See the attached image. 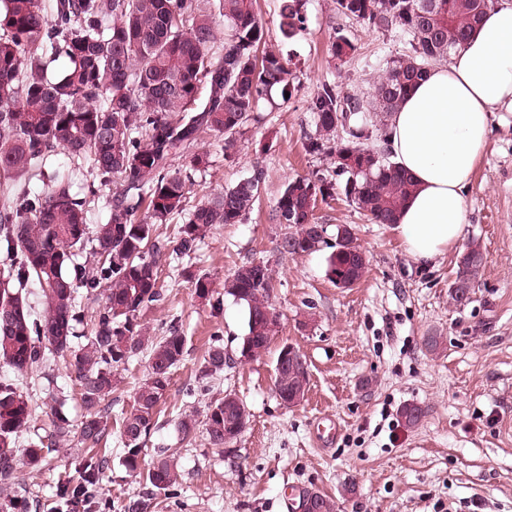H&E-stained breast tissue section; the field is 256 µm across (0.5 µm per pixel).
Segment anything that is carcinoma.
<instances>
[{
	"mask_svg": "<svg viewBox=\"0 0 512 512\" xmlns=\"http://www.w3.org/2000/svg\"><path fill=\"white\" fill-rule=\"evenodd\" d=\"M256 0H0V367L14 377L0 380V512H31L29 495L16 489L19 438L30 431L32 400L19 381L35 370L47 381L43 405L50 408L49 431L23 449L27 464L39 467L68 445L70 424L62 411L66 395L54 384L55 367L73 372L85 408L79 443L86 447L78 477L60 478L56 508L72 512L92 504L111 512L100 493L106 457L94 449L107 437L112 419V388L117 372L140 354L148 357V375L135 405L121 422L122 465L152 490L179 486L178 448H164L144 462V442L157 424L159 404L186 350V337L171 326L149 336L137 322L140 311L161 300L158 260L167 249L157 228L182 215L172 253L189 257L216 224H239L254 209L263 171L256 170L213 198L187 209L189 177L172 167L177 155L192 170L212 166L207 151H191L207 134L224 144V156L238 151L260 104L274 90L294 88L289 61L266 46L267 33ZM304 0H280V32L285 39L303 29ZM338 14L368 27H399L409 54L386 63L367 94L343 95L324 83L308 101L315 130L305 144L310 154L334 157L339 183L299 177L277 198L274 219L288 225L279 251L306 253L313 245L296 239L313 223L317 198L341 190L347 202L376 224H394L413 190L410 177L391 160L385 147L387 124L430 67L448 60L476 29L486 12L474 0H336ZM224 19V38L216 17ZM341 62L357 45L339 32L330 44ZM64 58V68L48 75L44 58ZM88 165L100 178H118L105 223L89 228L87 200L71 193L68 181L30 196L21 178L45 166L55 149ZM144 217L136 219L140 208ZM336 251L327 275L345 287L355 285L366 264L360 245L347 229L337 230ZM485 254L473 245L462 254L448 290L455 306L470 301L485 266ZM39 288L43 314L31 313L26 290ZM194 294L212 302L207 276L193 281ZM99 288L104 302L84 323L78 307L81 289ZM275 288L268 263L250 261L224 280V293L244 304L252 346L265 351L278 321L267 322ZM224 372V345L208 350L204 373ZM277 395L303 391L307 371L288 362V376L274 381ZM424 411L403 406L401 420L416 426ZM224 399L205 405L203 420L179 423L182 440L196 437L202 424L209 444L224 451ZM311 512H335L323 494L306 489Z\"/></svg>",
	"mask_w": 512,
	"mask_h": 512,
	"instance_id": "cac0c4a2",
	"label": "carcinoma"
}]
</instances>
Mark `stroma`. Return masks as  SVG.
I'll return each instance as SVG.
<instances>
[{
  "instance_id": "stroma-1",
  "label": "stroma",
  "mask_w": 512,
  "mask_h": 512,
  "mask_svg": "<svg viewBox=\"0 0 512 512\" xmlns=\"http://www.w3.org/2000/svg\"><path fill=\"white\" fill-rule=\"evenodd\" d=\"M279 0H257L270 43L291 61L295 74L289 100L263 104L232 157L217 140L197 148L212 154L207 171L194 172L187 202L197 205L263 170L260 198L239 224H218L189 257L163 254L158 276L163 298L143 309L138 321L151 335L179 325L187 353L174 370L146 456L182 448L179 502L155 495L152 512H287L292 490L313 489L335 500L338 512H512V112L495 113L488 145L466 193V222L458 242L432 262H417L397 225L376 224L344 196L317 201L316 223L324 239L308 253L282 254L285 231L275 223L276 199L292 178H328L330 158L308 154L313 130L308 99L322 83L341 94L369 92L387 61L408 53L400 29L380 32L339 15L335 0H306L304 29L292 40L279 32ZM357 45L348 62L331 57L336 31ZM66 178L88 201V224L104 223L116 185H94L64 151L50 156L43 175L27 180L30 194ZM351 226L367 255V271L353 287L340 288L326 275L338 226ZM479 243L486 264L471 302L453 305L448 288L470 243ZM274 270L271 303L279 331L269 348L248 362L239 359L246 333L243 305L225 295L224 281L248 261ZM206 275L222 293L220 309L199 305L192 282ZM438 339L428 350L426 337ZM222 338L227 361L221 375L202 373L214 338ZM299 349L308 366L302 401L284 406L273 391L282 345ZM148 370L138 356L115 376L112 416L134 405ZM232 393L250 411L245 431L217 451L205 434L183 445L178 423L203 414L206 402ZM421 406L420 423L406 427L400 409ZM338 424L332 446L317 436L319 417ZM108 467L102 486L112 512L146 495L144 481L121 463L122 443L111 434L99 446ZM81 445L59 449L47 466H19L20 488L38 493L36 512H52L59 477L74 475Z\"/></svg>"
}]
</instances>
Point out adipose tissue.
I'll list each match as a JSON object with an SVG mask.
<instances>
[{"label":"adipose tissue","mask_w":512,"mask_h":512,"mask_svg":"<svg viewBox=\"0 0 512 512\" xmlns=\"http://www.w3.org/2000/svg\"><path fill=\"white\" fill-rule=\"evenodd\" d=\"M512 110V7L488 12L450 62L433 67L389 121L393 161L411 177L399 230L409 254L433 261L462 234L466 192L494 112Z\"/></svg>","instance_id":"obj_1"}]
</instances>
